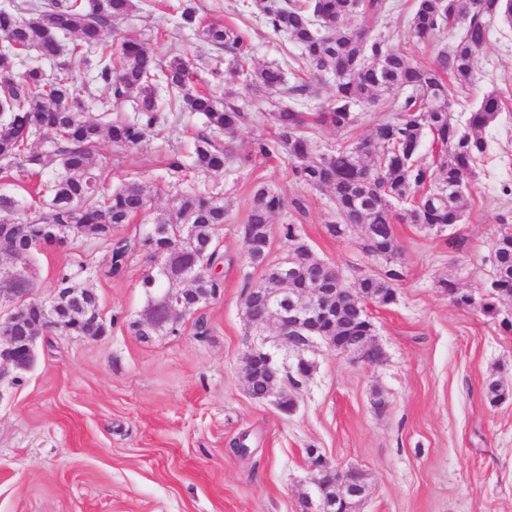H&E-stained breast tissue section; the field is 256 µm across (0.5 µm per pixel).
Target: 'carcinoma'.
<instances>
[{
  "instance_id": "carcinoma-1",
  "label": "carcinoma",
  "mask_w": 512,
  "mask_h": 512,
  "mask_svg": "<svg viewBox=\"0 0 512 512\" xmlns=\"http://www.w3.org/2000/svg\"><path fill=\"white\" fill-rule=\"evenodd\" d=\"M253 7L276 35H284L299 48L294 81L287 79L288 65L249 68L250 47L235 28L205 23L196 7L185 4L181 26L193 30L224 51V67L244 76L243 88L255 96L279 95L284 102L273 113L274 135L252 143L250 153L264 158L284 155L293 179L311 189L330 191L335 220L326 225L336 235V225L345 229L380 224L382 231L372 242L378 250L397 241L394 224H416L427 231H443L465 217V192L477 181L475 165L487 151L483 132L501 114L503 99L484 95L470 112L465 127L453 119V108L467 98L476 81L475 57L489 38V21L512 14L503 0H417L407 19V39L440 46L433 63L420 66L391 44L390 35L350 25L354 17L376 22L388 19L398 8L395 0H254ZM137 8L136 0H46L0 7V37L15 49L0 54V178L26 189L34 175L47 177L33 187L42 209L20 221L27 210L23 197L0 188V251L19 275H0L1 288L23 292L37 287L31 244L48 240L62 229L70 241L89 238L103 244L110 257L107 275L123 276L133 252L143 250L160 256L166 272L148 268L140 281L144 307L156 297V289L180 278L185 260L224 264L218 230L227 211L219 194L195 190L179 192L171 209L141 223L138 236L129 239L117 230L134 219L147 216L152 200V182L129 179L112 189L108 175L96 156L97 143L108 139L114 146L135 149L146 130L162 120L158 111L154 77L162 75L170 92L183 107L199 114L208 132L195 141L191 167L203 173H222L232 162L231 152L213 138L224 133L234 138L248 119L237 104L239 93L219 97L195 90L190 64L180 55L161 68L149 44L123 39L109 43L105 30L112 22ZM76 43L66 44L69 37ZM34 51L37 60L16 72L17 56ZM68 55L66 69H91L110 95L111 107L132 101V118H96L85 112L83 88L72 77L59 72L50 77L39 60ZM331 78V96L321 111L302 112L297 98L316 93L325 77ZM401 92L396 119L375 124L363 139L322 150L312 137L316 126L344 131L355 125L359 110L378 101L381 94ZM431 140L430 160L418 159L425 138ZM34 140L48 143L51 150H34ZM301 212L302 200H289L275 187L261 185L252 195L246 225L255 233L257 250L269 252L271 219L287 207ZM150 224L184 225L185 242L174 233L149 237ZM491 292L471 295L470 307L492 319L499 315L501 293H512V224L502 222L499 241L491 244ZM264 271L249 288H277L270 263L249 260ZM400 273L391 268L385 277L363 275L358 287L378 306L395 303L392 281ZM135 333L178 336L182 325L158 312L152 328L131 323Z\"/></svg>"
}]
</instances>
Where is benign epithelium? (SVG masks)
I'll use <instances>...</instances> for the list:
<instances>
[{
    "instance_id": "benign-epithelium-1",
    "label": "benign epithelium",
    "mask_w": 512,
    "mask_h": 512,
    "mask_svg": "<svg viewBox=\"0 0 512 512\" xmlns=\"http://www.w3.org/2000/svg\"><path fill=\"white\" fill-rule=\"evenodd\" d=\"M310 253L309 246L302 240L290 246L289 252L274 264V271L282 289L273 294L266 288H253L243 299V311L253 318L259 329H271L277 338L283 340L296 353V361L288 366L280 363L273 355H266L265 367L271 376L269 389L258 399L277 407L280 405L281 369H296L302 375L313 370V362L305 357V352L316 342H322L331 350L348 355L356 362L377 364L384 358L379 345L356 336L351 341L341 343L335 336L334 313L341 310L344 302L361 300L353 284H339L336 288H325L321 281L299 286L295 272L302 256ZM196 270L190 269L182 277L189 284L187 288L167 287L161 289L165 305V315L171 319H184L189 311V300L194 298L192 288ZM29 305L41 310L42 316L36 322L26 323L21 316L22 305L16 301L7 315H0V380L14 373L30 370L35 361L37 340L48 332L66 331L70 325L60 317L62 311L76 310L86 313L85 298L80 290L68 288L66 292L56 291L44 301H31ZM319 471L315 486L324 482L349 489L354 495H363L366 486L362 482L365 475L357 467L330 470L323 466L312 467Z\"/></svg>"
}]
</instances>
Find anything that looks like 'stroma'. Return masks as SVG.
Returning a JSON list of instances; mask_svg holds the SVG:
<instances>
[{
    "instance_id": "1",
    "label": "stroma",
    "mask_w": 512,
    "mask_h": 512,
    "mask_svg": "<svg viewBox=\"0 0 512 512\" xmlns=\"http://www.w3.org/2000/svg\"><path fill=\"white\" fill-rule=\"evenodd\" d=\"M180 2L140 0L106 37L148 43L163 63L175 54L189 58L200 89L240 88L241 79L222 71L223 52L180 28ZM397 2L388 21L395 44L413 63H429L436 47L405 35L415 0ZM193 4L203 21L237 28L256 65L298 53L243 0ZM476 70L456 120L465 122L492 91L504 108L485 131L488 150L463 223L441 233L396 225L397 300L368 309L385 360L355 363L316 349L312 374L290 391L291 413L253 399L239 371L240 357L254 345L287 363L294 356L273 334L251 327L242 311L247 281L262 276L246 258L253 190L270 185L305 201L304 212L274 217L271 259L284 253L281 227L292 222L315 254L347 279L385 275L388 265L363 251L361 230L341 239L327 234L328 191L297 183L285 158H250L252 143L272 133L273 99L240 97L251 120L237 135L236 159L224 175L184 173L186 185L223 193L228 215L219 232L223 291L186 319L181 335L144 339L130 326L145 301L143 256L115 280L105 275L109 254L97 241L38 253L35 297H49L61 274L83 261L112 325L96 338L42 337L33 367L0 381V512H303L313 478L310 448L322 451L328 467L363 471L368 492L360 512H512V331L454 305L438 285L447 279L482 295L492 273L491 240L501 220L512 216L511 23H492ZM157 100L165 122L147 130L142 147L122 149L103 139L97 148L110 184L133 176L153 182L155 213L172 205L166 158L175 152L190 158L203 128L201 116L182 111L166 88ZM393 100L385 94L351 129L319 127L313 137L322 148L364 138L374 124L394 117ZM494 380L509 391L496 403L487 393ZM378 393L386 410L372 404ZM241 440L248 456L232 451Z\"/></svg>"
}]
</instances>
